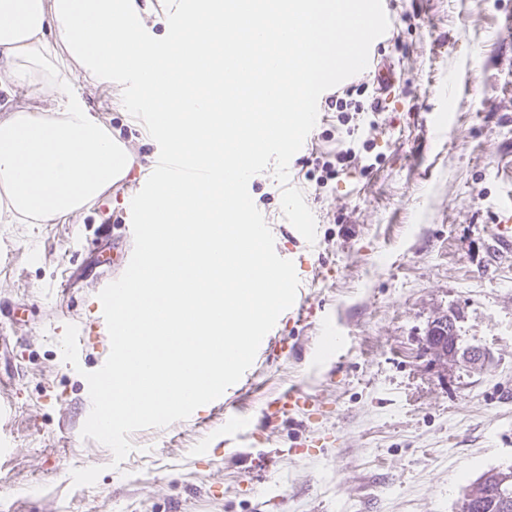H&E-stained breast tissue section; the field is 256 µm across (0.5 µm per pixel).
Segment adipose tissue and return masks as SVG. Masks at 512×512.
<instances>
[{
    "label": "adipose tissue",
    "instance_id": "adipose-tissue-1",
    "mask_svg": "<svg viewBox=\"0 0 512 512\" xmlns=\"http://www.w3.org/2000/svg\"><path fill=\"white\" fill-rule=\"evenodd\" d=\"M169 58L143 36L138 0H0V212L14 224L66 220L133 164L129 148L84 105L71 78H131L152 104L167 149L212 182L158 184L138 200L151 245L114 308L134 344L99 384L113 421L197 405L252 352L289 297L271 275L266 229L239 192L250 160L289 147L315 120L318 85L360 49L368 0H181ZM19 85L34 102L9 103Z\"/></svg>",
    "mask_w": 512,
    "mask_h": 512
}]
</instances>
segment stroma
Listing matches in <instances>:
<instances>
[{"instance_id": "35a3bbf8", "label": "stroma", "mask_w": 512, "mask_h": 512, "mask_svg": "<svg viewBox=\"0 0 512 512\" xmlns=\"http://www.w3.org/2000/svg\"><path fill=\"white\" fill-rule=\"evenodd\" d=\"M371 5L368 51L398 72L384 112L333 106L336 88L373 83L341 71L311 141L252 162L250 196L299 278L293 306L225 407L132 433L118 465L81 435L84 375L110 352L98 294L132 255L130 204L159 146L118 87L71 79L67 96L136 160L109 210L0 223V512H459L466 484L512 466V250L496 240L512 208V0ZM348 146L357 159L320 184ZM448 313L463 345L489 351L481 372L434 365L424 339ZM69 324L85 339L75 366ZM292 386L316 409L255 427Z\"/></svg>"}]
</instances>
